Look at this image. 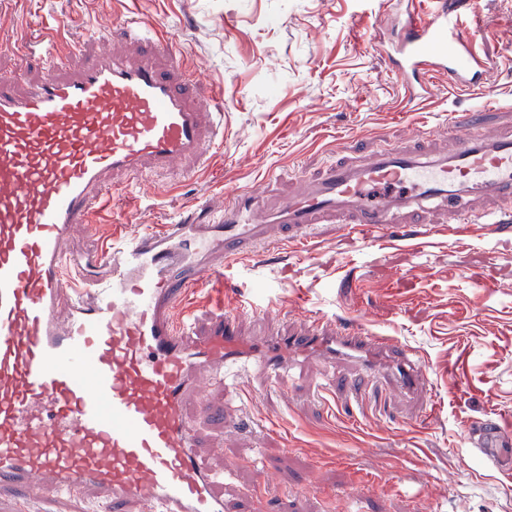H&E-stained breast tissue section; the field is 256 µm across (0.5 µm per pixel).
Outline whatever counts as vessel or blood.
Returning <instances> with one entry per match:
<instances>
[{"instance_id": "obj_1", "label": "vessel or blood", "mask_w": 512, "mask_h": 512, "mask_svg": "<svg viewBox=\"0 0 512 512\" xmlns=\"http://www.w3.org/2000/svg\"><path fill=\"white\" fill-rule=\"evenodd\" d=\"M461 18L449 0H413L405 11L386 56L401 81L400 111L427 99L440 73L456 89L493 95L490 66ZM122 40L151 51L132 61L87 49L61 27L26 34L20 55L40 59L43 78L21 90L0 79V496L15 512L60 498L88 512L133 503L229 512L216 492L224 476L199 456L183 406L243 361L278 379L297 352L366 358L402 394H425L414 349L360 322L317 316L256 347L242 332L245 306L217 308L202 329L182 308L223 280L226 263L279 237L307 243L318 224L417 254L439 235L472 236L474 216L503 229L504 215L476 205L512 204V135L478 142L480 113L458 112L451 157L426 160L403 146L351 156L274 207L262 184L239 188L205 218L189 214L102 248L97 275L86 277L70 245L111 206L116 176L187 164L201 173L224 141L222 113L191 96L194 71L160 24L127 16ZM431 201L447 203V224L396 232ZM472 444L512 473V429L484 418Z\"/></svg>"}]
</instances>
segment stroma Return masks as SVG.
I'll return each instance as SVG.
<instances>
[{"label": "stroma", "instance_id": "1", "mask_svg": "<svg viewBox=\"0 0 512 512\" xmlns=\"http://www.w3.org/2000/svg\"><path fill=\"white\" fill-rule=\"evenodd\" d=\"M407 0H12L0 13V71L18 61L23 33L60 23L96 43L120 46L122 20L160 22L175 48L198 64L197 99L224 111L213 170L178 171L117 195L113 220L131 237L175 223L195 198L222 207L226 193L263 183L270 202L294 194L337 158L342 142L364 157L411 142L399 89L382 47ZM492 65L495 109L478 128L491 142L512 131V0H478L472 20ZM480 96L440 80L422 114L432 157L453 148L448 115L486 111ZM310 255L293 243L255 249L229 263L231 299L259 308L247 336L301 327L309 317L361 320L412 346L428 393L394 402L379 371L296 357L281 387L257 366L238 380L189 397L200 454L226 471L233 512H512V475L475 452L469 428L499 417L512 426V235L442 237L434 255L345 240L315 225ZM410 281L403 293L390 272ZM270 484L257 480L260 469Z\"/></svg>", "mask_w": 512, "mask_h": 512}]
</instances>
